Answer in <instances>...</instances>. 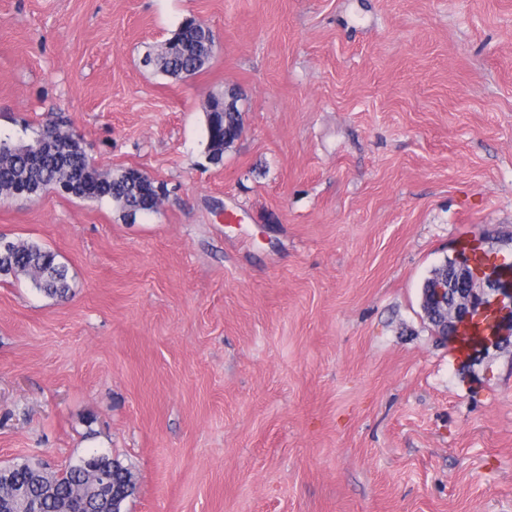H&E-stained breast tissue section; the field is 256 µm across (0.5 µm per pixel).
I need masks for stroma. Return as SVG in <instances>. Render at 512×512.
I'll return each mask as SVG.
<instances>
[{
	"label": "stroma",
	"instance_id": "1",
	"mask_svg": "<svg viewBox=\"0 0 512 512\" xmlns=\"http://www.w3.org/2000/svg\"><path fill=\"white\" fill-rule=\"evenodd\" d=\"M189 17L208 65L142 67ZM53 120L166 195L0 199L71 283L0 279V466L108 455L125 512H512V343L464 360L421 309L512 253V0H0V132ZM212 101L208 108L218 114L217 122L211 127H206L207 151H211L216 157V165L224 158V149L231 147L243 126L242 111L238 105L241 96L225 104L222 94L211 95ZM242 132V131H241ZM224 137L228 139L224 147Z\"/></svg>",
	"mask_w": 512,
	"mask_h": 512
}]
</instances>
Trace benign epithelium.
Segmentation results:
<instances>
[{
	"label": "benign epithelium",
	"instance_id": "obj_1",
	"mask_svg": "<svg viewBox=\"0 0 512 512\" xmlns=\"http://www.w3.org/2000/svg\"><path fill=\"white\" fill-rule=\"evenodd\" d=\"M427 306L448 308L451 336L463 350L486 351L507 341L503 325L512 328V287L500 278L499 265L477 253L448 261V279L429 282Z\"/></svg>",
	"mask_w": 512,
	"mask_h": 512
}]
</instances>
